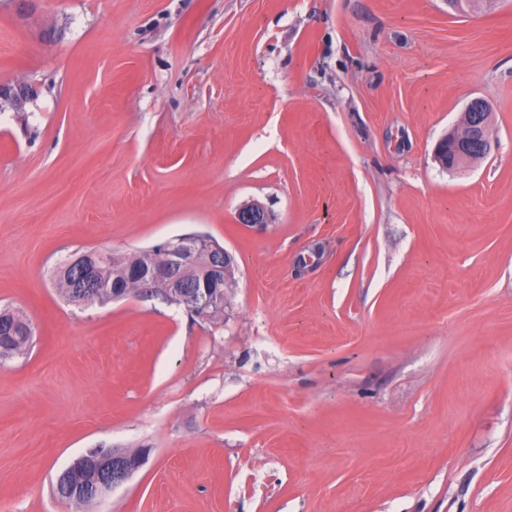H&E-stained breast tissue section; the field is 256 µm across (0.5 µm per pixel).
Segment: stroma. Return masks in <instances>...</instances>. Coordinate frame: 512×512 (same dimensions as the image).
I'll list each match as a JSON object with an SVG mask.
<instances>
[{"instance_id": "obj_1", "label": "stroma", "mask_w": 512, "mask_h": 512, "mask_svg": "<svg viewBox=\"0 0 512 512\" xmlns=\"http://www.w3.org/2000/svg\"><path fill=\"white\" fill-rule=\"evenodd\" d=\"M19 77L0 512H512V0H0ZM476 97L497 147L443 170ZM183 234L236 259L223 321L58 293L74 254ZM93 448L149 458L57 498ZM236 218L238 224H243L256 230H263L270 223V214L264 206L258 203L241 207L237 212ZM34 332L27 320L8 308L0 309V359L26 354Z\"/></svg>"}]
</instances>
